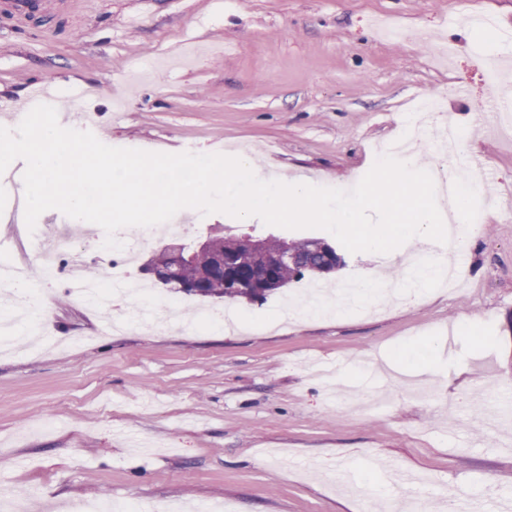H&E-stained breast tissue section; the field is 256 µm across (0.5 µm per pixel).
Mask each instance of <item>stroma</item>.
<instances>
[{"label": "stroma", "mask_w": 512, "mask_h": 512, "mask_svg": "<svg viewBox=\"0 0 512 512\" xmlns=\"http://www.w3.org/2000/svg\"><path fill=\"white\" fill-rule=\"evenodd\" d=\"M467 16L491 18L512 63V0H54L0 18V126L15 129L16 103L47 85L54 101L99 114L106 145L230 156L247 147L262 171L333 188L395 139L420 99L436 98L470 131L463 156L479 163L496 211L458 294L382 300L345 320L281 322L311 274L236 301L245 324L234 331L201 321L224 300L189 295V328L105 335L111 307L58 291L46 342L0 355V495L13 496V512H80L90 501L369 512L362 483L393 502L402 494L393 466L427 476L431 512L452 490L483 512L512 501V420L491 427L471 411L449 424V404L490 405L512 387V133L477 122L495 88L480 40L460 34ZM22 192L13 170L0 175V260L17 255L8 217ZM211 230L330 238L213 213L189 220L187 239ZM468 321L476 335L449 339ZM426 340L438 353L413 379L430 386L428 399L365 372ZM315 365L357 367L351 387L384 388L382 406L338 408Z\"/></svg>", "instance_id": "35a3bbf8"}]
</instances>
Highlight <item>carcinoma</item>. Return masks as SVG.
<instances>
[{
	"mask_svg": "<svg viewBox=\"0 0 512 512\" xmlns=\"http://www.w3.org/2000/svg\"><path fill=\"white\" fill-rule=\"evenodd\" d=\"M242 236L211 235L206 239L203 248L188 246L181 239H172L163 250L153 259L152 263L158 270L168 267L170 254L178 250L189 257L187 269L184 274L185 288L171 282L164 286L172 291L187 293L202 297H217L229 300L247 299L257 301L266 294L288 284L292 280L303 278L307 274L317 275L332 269V265L324 260V254L311 250L313 241L302 240L292 242L298 256V263L294 267H280L274 271L273 279L269 282L253 280L255 272L248 266L242 270L241 275L248 280V287L233 293L224 288V276L214 271L217 256L231 254L239 251Z\"/></svg>",
	"mask_w": 512,
	"mask_h": 512,
	"instance_id": "carcinoma-1",
	"label": "carcinoma"
}]
</instances>
